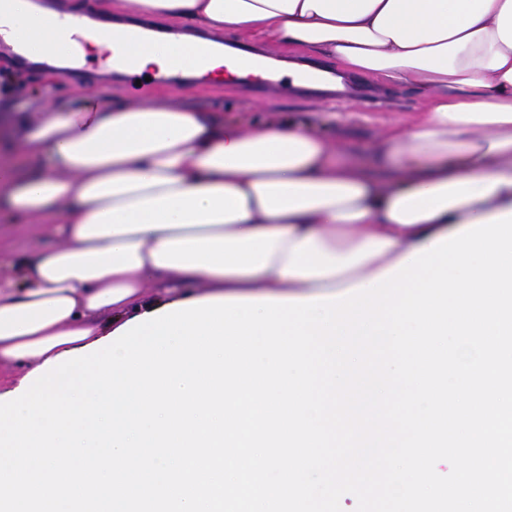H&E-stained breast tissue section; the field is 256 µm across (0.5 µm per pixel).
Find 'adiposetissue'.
Masks as SVG:
<instances>
[{
	"mask_svg": "<svg viewBox=\"0 0 512 512\" xmlns=\"http://www.w3.org/2000/svg\"><path fill=\"white\" fill-rule=\"evenodd\" d=\"M119 10L294 48L354 75L418 85L425 112L376 151L387 179L341 157L310 128L245 124L160 97L113 102L79 92L0 142V213L57 226L62 244L0 287V367L45 361L103 340L136 316L217 298L325 297L369 284L417 250L512 212V0H115ZM133 56L152 68L259 73L258 55L196 41L130 43L79 6L15 12L37 53ZM204 282L200 292L189 286Z\"/></svg>",
	"mask_w": 512,
	"mask_h": 512,
	"instance_id": "obj_1",
	"label": "adipose tissue"
}]
</instances>
